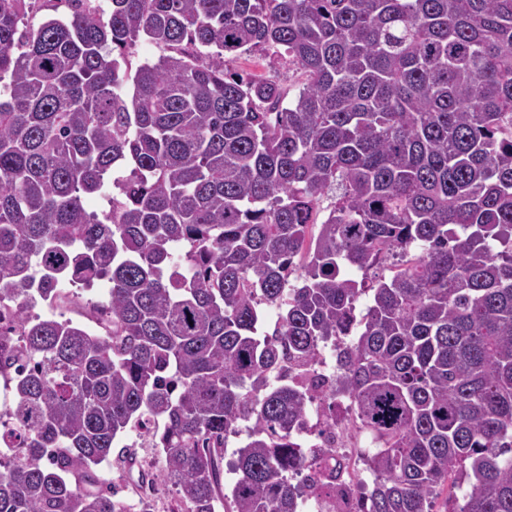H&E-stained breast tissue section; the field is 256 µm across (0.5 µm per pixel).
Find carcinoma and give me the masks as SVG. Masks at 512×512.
<instances>
[{
	"instance_id": "carcinoma-1",
	"label": "carcinoma",
	"mask_w": 512,
	"mask_h": 512,
	"mask_svg": "<svg viewBox=\"0 0 512 512\" xmlns=\"http://www.w3.org/2000/svg\"><path fill=\"white\" fill-rule=\"evenodd\" d=\"M109 4L0 0V512H132L96 467L137 428L174 512H295L294 472L334 489L316 396L371 439L366 512H512V0ZM271 48L291 99L224 68ZM98 279L101 332L28 314ZM332 340L329 388L270 381ZM326 420L327 415L323 409L322 401L317 399L309 406L302 425L297 431L300 446L304 448L306 455L309 457L320 455L323 449L326 448L324 439L319 434Z\"/></svg>"
}]
</instances>
